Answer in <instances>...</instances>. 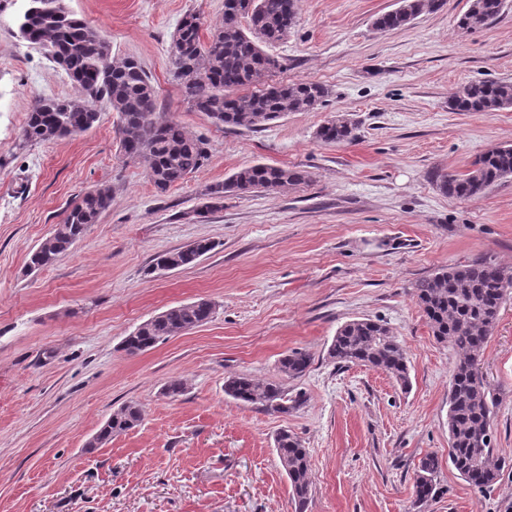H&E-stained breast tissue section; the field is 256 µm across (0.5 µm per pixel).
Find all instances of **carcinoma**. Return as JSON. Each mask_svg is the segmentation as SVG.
<instances>
[{"mask_svg":"<svg viewBox=\"0 0 512 512\" xmlns=\"http://www.w3.org/2000/svg\"><path fill=\"white\" fill-rule=\"evenodd\" d=\"M443 4L444 0H399V7L377 16L373 26L380 31L397 29ZM503 10L504 0H469L456 26L463 31L485 28ZM298 11L299 0H224L223 18L206 41L201 39L202 16L196 12L185 15L169 51L168 67L191 108L230 129H258L290 112H310L320 105L328 94L320 83H268L279 63L265 48L288 35ZM18 37L43 49L75 88L69 97L35 101L23 128L25 140L49 141L84 132L99 118L95 103L105 101L119 115L123 155L146 163L148 177L158 191L184 182L203 166L207 159L204 141L189 136L179 123L157 112L156 91L141 63L132 56L113 54L105 35L74 17L63 0H26L18 20ZM450 106L455 112L490 113L510 108L512 82L468 83L452 97ZM355 130L349 118L338 114L317 129L316 138L326 144H348L357 138ZM511 177L510 143L479 156L464 174L441 176L438 188L451 198L469 200ZM307 180V172L296 168L245 165L208 188L202 212L219 207L228 196L274 193ZM111 200L108 187L87 192L31 253L28 267L40 270L53 265L84 236L89 225L98 222ZM214 248L212 241L200 239L182 250L156 255L153 269L189 266ZM413 288L432 335L458 353L448 389V459L468 484L489 488L502 467L512 461L495 455V398L480 364L501 308L512 297V271L490 257H481L468 264L441 267L417 280ZM214 310V304L205 299L170 307L125 337L123 349L129 354L145 352L193 325L207 323ZM327 355L336 363L381 371L405 390L410 387L406 350L390 328L378 321L364 318L345 323L336 331ZM310 365L308 353L291 350L280 359L279 370L287 378H299ZM224 394L245 405L282 414L302 402L301 393L290 395L279 382H260L248 375L227 378ZM141 420L139 405L127 404L112 413L92 443L102 445ZM274 442L290 483L294 512H306L312 492L308 451L286 429L276 434ZM439 469L435 453L420 457L413 484L416 501L435 496Z\"/></svg>","mask_w":512,"mask_h":512,"instance_id":"carcinoma-1","label":"carcinoma"}]
</instances>
